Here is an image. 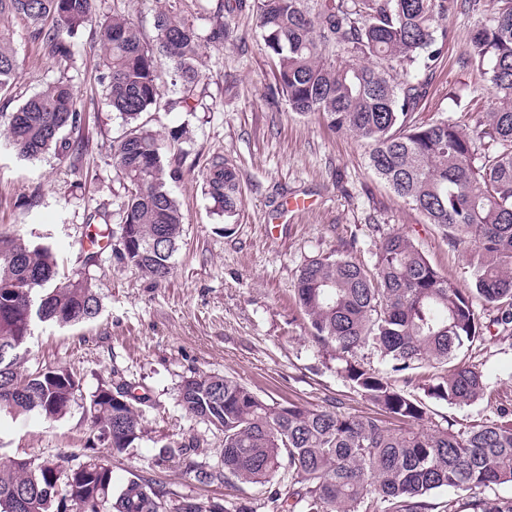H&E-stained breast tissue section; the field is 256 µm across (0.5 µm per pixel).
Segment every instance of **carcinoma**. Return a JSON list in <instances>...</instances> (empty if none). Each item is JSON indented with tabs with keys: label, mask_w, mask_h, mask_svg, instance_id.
Masks as SVG:
<instances>
[{
	"label": "carcinoma",
	"mask_w": 512,
	"mask_h": 512,
	"mask_svg": "<svg viewBox=\"0 0 512 512\" xmlns=\"http://www.w3.org/2000/svg\"><path fill=\"white\" fill-rule=\"evenodd\" d=\"M97 0H0V92L17 78L13 32L5 22L23 17L44 53L59 63L73 56V39L90 26L103 50L98 78L108 106L125 121L111 148L120 186L117 258L155 282L173 270L183 214L173 184L185 174L187 151L169 156L151 126L163 93L159 69L188 101L199 82L200 37L194 26L166 11L155 17L147 44L119 14L98 12ZM459 0H254L267 52L275 62L272 99L291 111L317 114L332 130L369 147L368 166L405 203L437 227L448 246L468 261L472 288L439 273L401 232L381 236L373 268L350 253L310 260L295 291L313 337L341 353L340 374L384 416L350 415L334 408L268 403L228 376L187 378L179 402L190 415L224 431V467L196 469L204 484L265 485L288 477L274 499L278 512H435L437 490H473L512 484V413L470 429L430 431L421 426L422 402L398 389L391 374L432 368L423 390L431 399L468 405L488 384L475 366L458 359L483 339L473 306L479 298L496 311L492 323L512 325V0H464L481 15L467 65L483 78L494 106L481 138L497 146L482 163L460 125L410 117L427 93L426 81L394 72L431 73L448 28L443 20ZM349 57L336 63V52ZM84 117L69 81L59 79L12 112L0 127L17 154L35 160L49 151L66 164L86 148L70 134ZM207 195L237 214L242 202L238 167L222 156L204 173ZM100 300L87 273L60 278L54 253L17 233H0V412H34L57 420L70 410L79 383L65 369L25 370L27 342L40 323L65 328L95 319ZM373 347L384 370L355 360ZM89 413L95 439L121 452L142 437V410L124 385L100 387ZM470 512H512V499L474 496ZM0 512H209L201 502L172 499L166 488L135 476L119 489L100 457L71 465L27 458L0 463Z\"/></svg>",
	"instance_id": "1"
}]
</instances>
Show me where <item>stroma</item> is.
I'll use <instances>...</instances> for the list:
<instances>
[{"label":"stroma","instance_id":"stroma-1","mask_svg":"<svg viewBox=\"0 0 512 512\" xmlns=\"http://www.w3.org/2000/svg\"><path fill=\"white\" fill-rule=\"evenodd\" d=\"M100 13L119 12L134 23L144 41L154 36V16L171 10L200 34L201 80L192 108L179 102L168 70L160 85L167 110L152 122L162 146L169 132L185 128L190 139V173L175 189L183 213V235L173 257V273L157 283L121 263L118 196L110 145L126 130L108 106L98 83L100 49L93 29L77 37L74 64L62 70L31 36L21 19L11 25L19 75L0 108L13 111L60 76H68L85 120L80 135L88 151L76 169L58 164L53 154L19 158L0 136V232L47 238L62 273L89 271L101 310L89 323L67 328L39 325L29 342V368H64L80 386L70 412L57 421L30 413L0 414V461L61 457L76 464L94 450L86 409L101 385L122 383L148 397L142 437L113 453L112 483L144 476L177 496L209 504L240 500L250 512H273L271 498L287 482L203 484L196 468L221 466L224 436L187 414L178 402L186 378L198 374L232 377L268 402H296L309 408L338 405L353 415L376 413V406L340 375L335 345L316 343L295 295L299 268L311 257L341 251L355 242L353 259L371 266L382 234H408L431 264L458 287L471 285L461 253L449 248L435 226L398 198L367 165V148L354 137L332 131L319 116L290 112L272 104L274 64L264 45L252 7L228 10L225 0H97ZM476 14L448 15L451 38L434 73L417 122L448 119L470 133L491 106L492 96L467 64ZM229 30L224 44L208 40L216 22ZM233 160L243 186V201L232 232L224 214L206 195L202 180L214 156ZM300 199L305 207L288 211ZM102 216L91 219L90 214ZM107 230L110 245L95 266L85 267L83 243ZM466 361L484 373L483 399L458 407L426 397L422 378L396 385L423 400L429 430L456 423L472 427L499 420L512 411V327L491 326L484 341L464 348ZM194 441L186 455L160 460L162 445Z\"/></svg>","mask_w":512,"mask_h":512}]
</instances>
